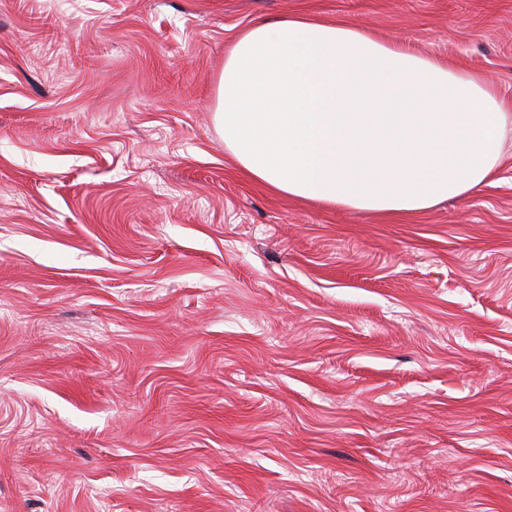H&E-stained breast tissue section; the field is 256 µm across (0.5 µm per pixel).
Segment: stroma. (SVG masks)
Here are the masks:
<instances>
[{"label":"stroma","mask_w":512,"mask_h":512,"mask_svg":"<svg viewBox=\"0 0 512 512\" xmlns=\"http://www.w3.org/2000/svg\"><path fill=\"white\" fill-rule=\"evenodd\" d=\"M296 13L512 94V0H0V512H512V142L421 213L273 193L217 82Z\"/></svg>","instance_id":"stroma-1"}]
</instances>
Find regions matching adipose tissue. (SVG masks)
Segmentation results:
<instances>
[{
  "mask_svg": "<svg viewBox=\"0 0 512 512\" xmlns=\"http://www.w3.org/2000/svg\"><path fill=\"white\" fill-rule=\"evenodd\" d=\"M215 120L225 152L281 195L411 214L494 179L512 98L407 41L294 14L235 37Z\"/></svg>",
  "mask_w": 512,
  "mask_h": 512,
  "instance_id": "adipose-tissue-1",
  "label": "adipose tissue"
}]
</instances>
